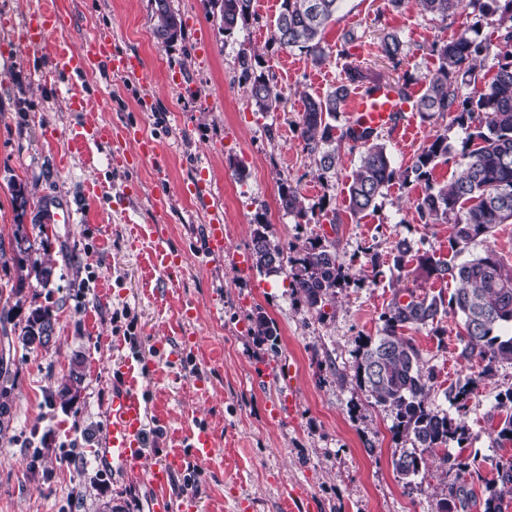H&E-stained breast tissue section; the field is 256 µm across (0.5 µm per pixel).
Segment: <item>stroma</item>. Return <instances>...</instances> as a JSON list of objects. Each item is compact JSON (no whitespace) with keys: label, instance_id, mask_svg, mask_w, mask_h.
Segmentation results:
<instances>
[{"label":"stroma","instance_id":"obj_1","mask_svg":"<svg viewBox=\"0 0 512 512\" xmlns=\"http://www.w3.org/2000/svg\"><path fill=\"white\" fill-rule=\"evenodd\" d=\"M45 1L61 23L32 46L23 37L26 18ZM169 7L182 35L165 44L154 35L152 0H0V307L10 311L0 320V352L13 386L11 423L0 438V512H178L189 495L200 512H237L240 499L247 512H282L295 485L316 512H442L449 487L461 481L480 495L496 462L512 459V442L498 438L512 363L482 375L481 364L461 358L462 322L453 317L442 333L412 334L435 373L430 406L464 429L462 442L448 444L473 463L474 475L462 479L442 472L432 455L405 483L393 461L412 450L410 438L396 435L391 411L353 380L358 346L378 336L394 289L447 297L455 284L427 276L416 262L451 255V225L424 224L415 213L423 183L394 181L375 210L354 217L348 185L357 154L341 149L335 171L322 179L302 150L296 124L304 98L343 78L344 57L333 53L316 65L272 43L280 0H254L252 15L230 36L206 0H169ZM470 21L463 12L441 23L414 0L397 12L385 0H343L325 41L339 45L353 31L356 60L388 82L413 75L419 95L436 67L432 44L455 38ZM389 31L407 43L396 68L378 55ZM96 36L140 57L142 70L116 76L95 64L80 74L59 71L56 47L75 49ZM244 46L276 75L284 96L276 112L257 114L251 103L237 61ZM94 125L137 130L161 144V156L125 171L135 142L79 139ZM441 132L456 146L464 137L449 118L405 113L384 133L395 167L410 165ZM197 174L205 196L186 197L182 186ZM284 182L305 199L304 223L279 207ZM18 186L26 191L22 211ZM61 207L73 210V223H53ZM333 210L340 224H329ZM216 221L224 230L219 258L205 254L206 227ZM260 222L285 247L315 235L335 241L350 280L323 312L299 300L286 274L236 265L237 255L250 254ZM20 223L35 240L30 259L15 249ZM39 224L47 241L36 238ZM401 239L415 255L404 271L370 267L367 251L388 255ZM159 245L183 255L179 268L158 270ZM34 258L51 264L48 286L31 275ZM21 277L26 286L18 292ZM41 305L54 308V338L31 351L18 336ZM259 312L275 322L277 346L255 336ZM186 336L193 339L187 353L180 348ZM128 358L139 368L147 407L144 465L135 471L101 466L96 456ZM76 362L83 381L68 400L60 392ZM469 380L472 394L457 406L450 389ZM201 425L217 441L214 455L193 485L178 473L157 502L148 466Z\"/></svg>","mask_w":512,"mask_h":512}]
</instances>
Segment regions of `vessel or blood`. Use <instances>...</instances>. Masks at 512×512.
Instances as JSON below:
<instances>
[{
    "label": "vessel or blood",
    "instance_id": "vessel-or-blood-1",
    "mask_svg": "<svg viewBox=\"0 0 512 512\" xmlns=\"http://www.w3.org/2000/svg\"><path fill=\"white\" fill-rule=\"evenodd\" d=\"M60 22L59 15L47 8L32 10L26 20L28 41L37 46L44 42L47 33ZM106 64L113 75L119 76L140 69L137 57L112 51L109 43L95 39L81 48L61 53L58 67L66 73H80L92 63ZM409 103L388 85L371 93L360 92L350 101L346 115L358 128L380 129L390 127L395 113L405 112ZM146 406L139 389L138 374L133 365H123L121 385L113 392L109 406L107 434L96 454L106 465L125 470L137 469L144 458ZM216 448L215 439L207 427H197L188 438L185 448L167 449L156 462L149 477V484L157 496H164L174 475L182 470L186 456L199 461L211 458Z\"/></svg>",
    "mask_w": 512,
    "mask_h": 512
}]
</instances>
